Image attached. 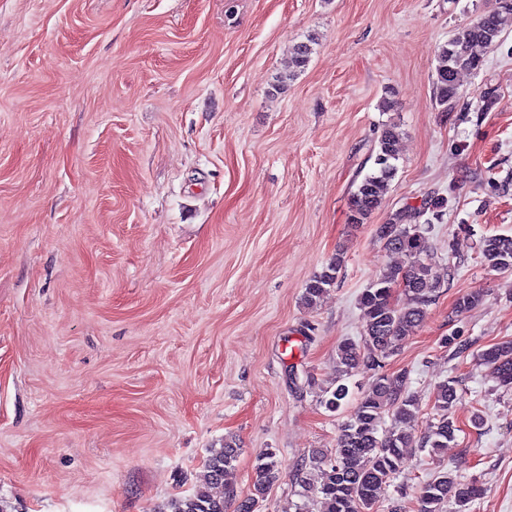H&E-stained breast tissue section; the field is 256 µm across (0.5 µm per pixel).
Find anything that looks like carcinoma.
<instances>
[{
	"mask_svg": "<svg viewBox=\"0 0 512 512\" xmlns=\"http://www.w3.org/2000/svg\"><path fill=\"white\" fill-rule=\"evenodd\" d=\"M506 14L512 15V7L499 6L440 47L442 65L434 83L437 104L446 108L456 97L460 71L482 67L483 60L475 48L491 46L499 40ZM315 41L310 36L294 45L289 70L280 76V82H286L307 66ZM399 140L397 125L382 129L375 145L376 168L356 184L349 197L351 223L363 224L381 208L389 182L396 173ZM423 215L421 209L407 206L391 214L377 229L384 248L406 256L408 263L389 267L361 294L359 306L364 318L361 340L346 339L337 347L335 386L324 390L321 399L327 411L336 413L349 404L353 397L347 381L353 373L371 371L375 380L368 390L355 397L353 410L339 426L336 447L313 451L293 472L299 496L315 498L318 512H377L379 504L386 499V488L398 472L404 449L412 447L408 424L417 416L419 403L410 390L409 373L386 372L384 359L414 334L441 287L427 238L419 229ZM478 252L489 267L512 270L511 236H485L479 241ZM342 263V255H336L310 280L303 295L306 305H315L336 283ZM400 285L404 286L406 296L402 306L394 303L392 294ZM481 361L498 384L512 388V341L485 349ZM457 385L458 381L448 380L439 386L434 420L419 437L420 447L429 449L433 456L439 455L456 438L458 426L451 410L459 399ZM237 456L238 448L232 442L211 449L204 463L203 486L188 496L173 499L170 512H224V496L212 493V488L221 486L225 492H231L227 476L234 470ZM254 474L253 492L240 502L237 512H255L259 499L282 476V465L274 450L268 448L256 457ZM483 494L479 484L462 481L451 470H441L420 485L419 512H439L440 505L448 500L454 503L456 512H470L472 503Z\"/></svg>",
	"mask_w": 512,
	"mask_h": 512,
	"instance_id": "obj_1",
	"label": "carcinoma"
}]
</instances>
